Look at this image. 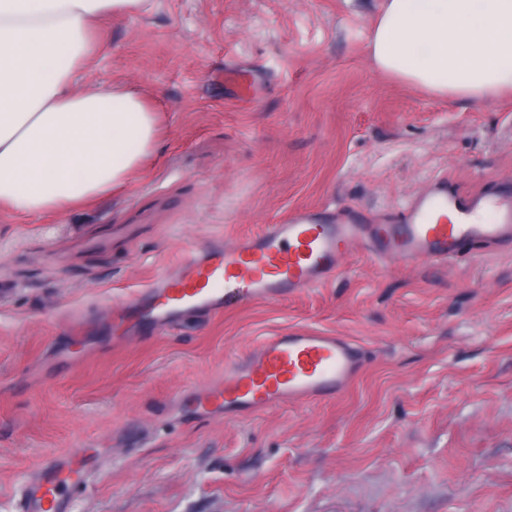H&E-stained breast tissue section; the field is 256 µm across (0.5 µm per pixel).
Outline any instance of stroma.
Here are the masks:
<instances>
[{
	"label": "stroma",
	"mask_w": 512,
	"mask_h": 512,
	"mask_svg": "<svg viewBox=\"0 0 512 512\" xmlns=\"http://www.w3.org/2000/svg\"><path fill=\"white\" fill-rule=\"evenodd\" d=\"M383 0H152L96 33L80 86L165 114L151 168L49 218L0 211V512L87 446L71 512H512V251L358 252L327 284L127 332L112 310L182 253L298 209L369 224L433 178L512 185V97L441 98L378 72ZM359 349L335 396L251 415L173 411L264 338Z\"/></svg>",
	"instance_id": "stroma-1"
}]
</instances>
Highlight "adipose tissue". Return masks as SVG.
<instances>
[{
	"mask_svg": "<svg viewBox=\"0 0 512 512\" xmlns=\"http://www.w3.org/2000/svg\"><path fill=\"white\" fill-rule=\"evenodd\" d=\"M149 0H0V209L88 205L148 168L158 111L134 91L76 84L105 18ZM386 74L453 99L512 92V0H384L369 44Z\"/></svg>",
	"mask_w": 512,
	"mask_h": 512,
	"instance_id": "ef3b65f1",
	"label": "adipose tissue"
}]
</instances>
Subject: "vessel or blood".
<instances>
[{"instance_id":"obj_1","label":"vessel or blood","mask_w":512,"mask_h":512,"mask_svg":"<svg viewBox=\"0 0 512 512\" xmlns=\"http://www.w3.org/2000/svg\"><path fill=\"white\" fill-rule=\"evenodd\" d=\"M473 243L512 248V190L462 193L439 178L412 196L393 224L296 210L259 233L213 240L152 276L125 314L163 328L186 311L277 301L323 285L361 245L378 261L446 264ZM358 365L357 349L344 337L318 330L279 334L226 367L223 378L179 394L174 406L209 416L303 403L341 391ZM96 468L85 453L46 460L22 489L21 512H70L69 490Z\"/></svg>"}]
</instances>
